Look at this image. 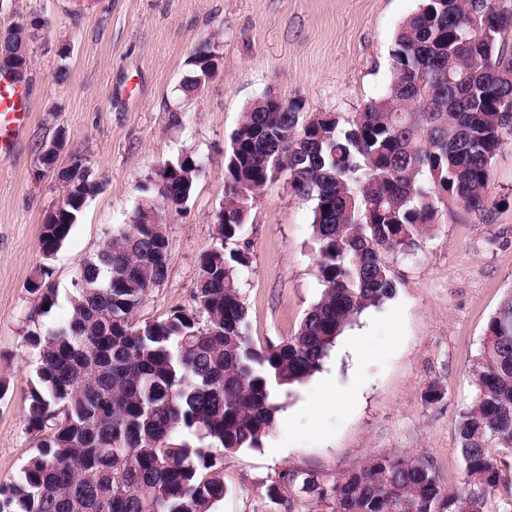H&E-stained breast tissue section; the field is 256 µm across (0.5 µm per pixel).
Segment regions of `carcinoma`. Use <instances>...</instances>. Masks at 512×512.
Returning <instances> with one entry per match:
<instances>
[{
    "mask_svg": "<svg viewBox=\"0 0 512 512\" xmlns=\"http://www.w3.org/2000/svg\"><path fill=\"white\" fill-rule=\"evenodd\" d=\"M508 21L499 0H420L396 35L386 93L345 125L331 113L304 118L300 100L286 110L253 102L224 156L218 242L201 257L192 305L141 323L137 310L170 264L156 259L169 248L160 204L170 194L188 201L200 169L188 154L163 171L167 192L143 185L147 204L133 222L80 265L86 287L75 289L68 320L28 334L40 363L26 421L41 439L22 480L0 484V512H210L224 497V453L259 444L275 390L310 376L357 314L395 293L382 254L418 246L445 198L484 210L493 160L512 137ZM216 58L212 43L196 48L185 94L216 74ZM283 175L296 199L315 201L323 290L294 336L262 347L248 336L240 293L248 257L227 244ZM97 189L90 171L65 184L63 208L40 226L45 259ZM51 276L43 264L29 281L46 307ZM472 376L458 425L460 489H445L426 459L376 453L328 485L281 472L270 496L281 501L300 484L334 512H494L497 494L512 500L502 458L512 454V294L487 323ZM180 430L208 443L179 442Z\"/></svg>",
    "mask_w": 512,
    "mask_h": 512,
    "instance_id": "1",
    "label": "carcinoma"
}]
</instances>
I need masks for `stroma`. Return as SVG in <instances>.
Returning <instances> with one entry per match:
<instances>
[{
  "instance_id": "obj_1",
  "label": "stroma",
  "mask_w": 512,
  "mask_h": 512,
  "mask_svg": "<svg viewBox=\"0 0 512 512\" xmlns=\"http://www.w3.org/2000/svg\"><path fill=\"white\" fill-rule=\"evenodd\" d=\"M419 0H0V32L39 17L29 47L33 119L15 155L0 159V483L20 480L38 437L26 421L39 353L29 331L63 323L80 264L129 223L142 185L182 153L202 165L185 208L168 210L170 266L150 288L139 321L191 306L202 255L216 241L224 202V155L242 112L272 94L302 99L307 115L348 120L384 94L389 52ZM215 44L219 72L198 92L181 85L193 50ZM67 58H60L61 47ZM66 156H84L98 181L51 260L55 303L28 288L43 260L40 225L62 196L40 152L58 134ZM65 158L59 159L66 166ZM314 204L269 184L235 241L248 265L241 284L249 334L258 345L294 336L320 297L312 233ZM395 295L359 314L321 367L278 389L272 428L254 448L224 455L223 500L211 512H279L268 498L294 470L332 483L370 455L430 459L458 488L460 416L486 325L512 294V140L498 152L483 212L447 200L419 246L385 254ZM360 368L347 407L313 412L323 378L342 386Z\"/></svg>"
}]
</instances>
